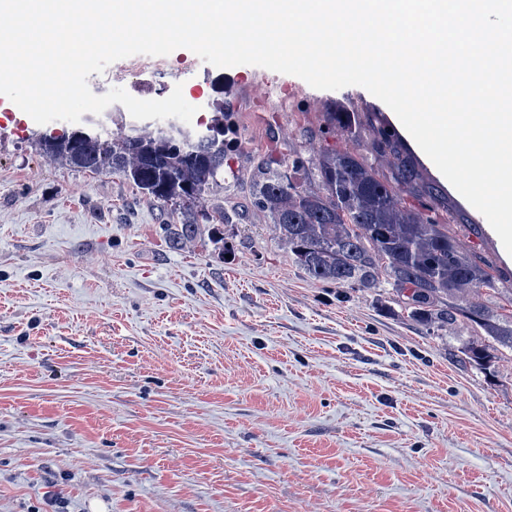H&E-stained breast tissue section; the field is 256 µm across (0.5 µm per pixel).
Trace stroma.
I'll return each instance as SVG.
<instances>
[{
  "label": "stroma",
  "mask_w": 512,
  "mask_h": 512,
  "mask_svg": "<svg viewBox=\"0 0 512 512\" xmlns=\"http://www.w3.org/2000/svg\"><path fill=\"white\" fill-rule=\"evenodd\" d=\"M165 61L121 87L179 83L196 107L243 78L296 90L280 112H224L220 250L169 249L172 206L46 158L38 138L66 121L0 95V512H512V360L462 363L472 331L394 314L386 283L310 278L250 206L247 143L306 157L327 113L391 109L185 48ZM448 204L449 236L512 288L498 235Z\"/></svg>",
  "instance_id": "35a3bbf8"
}]
</instances>
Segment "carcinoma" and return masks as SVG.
Returning a JSON list of instances; mask_svg holds the SVG:
<instances>
[{"label": "carcinoma", "instance_id": "cac0c4a2", "mask_svg": "<svg viewBox=\"0 0 512 512\" xmlns=\"http://www.w3.org/2000/svg\"><path fill=\"white\" fill-rule=\"evenodd\" d=\"M327 132L359 141L372 135L376 153L387 158L381 169L363 154L321 148L306 160L299 155L254 160L253 203L287 241L295 263L311 278L344 287H373L384 278L396 293L400 314L429 330L465 324L481 343L461 347L462 361L485 368L512 351V293L496 287L494 268L466 252L444 231L438 209L448 199L420 182L413 157L385 127L361 121L357 112L327 113ZM211 129L223 139L180 127L131 123L113 134L108 126L89 127L86 137L65 131L46 134L39 150L80 171L109 168L141 193L172 203L192 215L224 173L233 138L224 126V105L215 108ZM418 206L403 205L401 193ZM212 242L222 241L221 227L232 215L220 206L202 210ZM169 247L180 250L203 234L196 220L168 224ZM485 288L487 302L474 306L467 289Z\"/></svg>", "mask_w": 512, "mask_h": 512}]
</instances>
